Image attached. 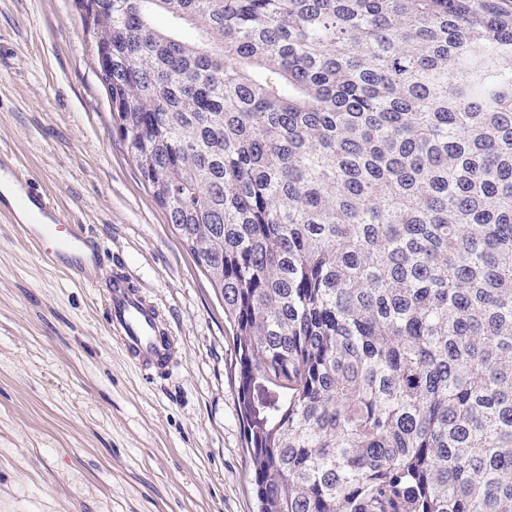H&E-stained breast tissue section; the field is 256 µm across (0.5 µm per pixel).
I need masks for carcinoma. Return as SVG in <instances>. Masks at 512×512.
I'll return each instance as SVG.
<instances>
[{"instance_id":"carcinoma-1","label":"carcinoma","mask_w":512,"mask_h":512,"mask_svg":"<svg viewBox=\"0 0 512 512\" xmlns=\"http://www.w3.org/2000/svg\"><path fill=\"white\" fill-rule=\"evenodd\" d=\"M76 4L259 512H512V0Z\"/></svg>"}]
</instances>
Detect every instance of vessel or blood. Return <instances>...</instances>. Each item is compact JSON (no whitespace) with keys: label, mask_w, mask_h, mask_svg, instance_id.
I'll list each match as a JSON object with an SVG mask.
<instances>
[{"label":"vessel or blood","mask_w":512,"mask_h":512,"mask_svg":"<svg viewBox=\"0 0 512 512\" xmlns=\"http://www.w3.org/2000/svg\"><path fill=\"white\" fill-rule=\"evenodd\" d=\"M0 214L20 225L29 243L55 268L82 273L100 267L102 245L65 228L48 195L34 181L17 177L8 152L0 153ZM96 286L108 324L130 361L147 377L171 373L174 338L155 303L117 266Z\"/></svg>","instance_id":"vessel-or-blood-1"}]
</instances>
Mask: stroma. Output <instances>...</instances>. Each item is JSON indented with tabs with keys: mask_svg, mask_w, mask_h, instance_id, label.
<instances>
[{
	"mask_svg": "<svg viewBox=\"0 0 512 512\" xmlns=\"http://www.w3.org/2000/svg\"><path fill=\"white\" fill-rule=\"evenodd\" d=\"M0 148L176 338L144 380L90 275L0 218V512H254L224 302L115 133L75 0H0Z\"/></svg>",
	"mask_w": 512,
	"mask_h": 512,
	"instance_id": "1",
	"label": "stroma"
}]
</instances>
